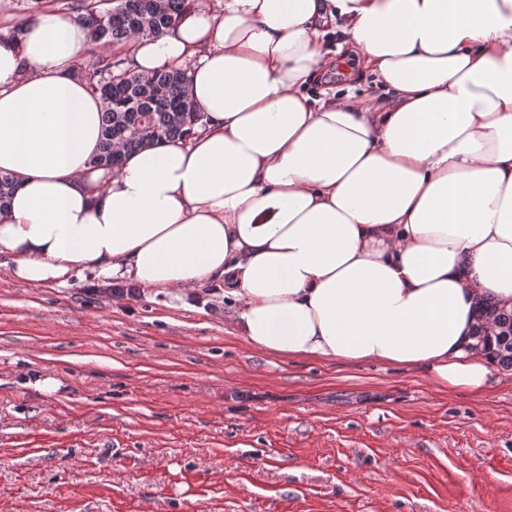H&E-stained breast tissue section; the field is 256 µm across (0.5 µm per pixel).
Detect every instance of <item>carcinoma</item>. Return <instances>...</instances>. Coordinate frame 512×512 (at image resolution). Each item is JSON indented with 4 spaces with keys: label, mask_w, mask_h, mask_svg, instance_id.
<instances>
[{
    "label": "carcinoma",
    "mask_w": 512,
    "mask_h": 512,
    "mask_svg": "<svg viewBox=\"0 0 512 512\" xmlns=\"http://www.w3.org/2000/svg\"><path fill=\"white\" fill-rule=\"evenodd\" d=\"M195 0H62L60 11L88 29L91 62L82 77L103 103L101 146L92 167L117 168L126 154L171 141H188L203 126L204 113L186 94L185 69H161L142 78L112 48L132 36L154 37L176 25ZM476 314L494 327L476 333L477 345L495 344L496 363L512 368V309L488 300Z\"/></svg>",
    "instance_id": "obj_1"
}]
</instances>
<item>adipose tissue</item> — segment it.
<instances>
[{
	"label": "adipose tissue",
	"mask_w": 512,
	"mask_h": 512,
	"mask_svg": "<svg viewBox=\"0 0 512 512\" xmlns=\"http://www.w3.org/2000/svg\"><path fill=\"white\" fill-rule=\"evenodd\" d=\"M338 33L390 93L305 92ZM79 23L0 39V255L19 287L87 272L174 297L223 285L257 353L419 367L483 393L475 302L512 308V0H197L132 37L133 72L188 68L191 140L94 169L103 104Z\"/></svg>",
	"instance_id": "1"
}]
</instances>
